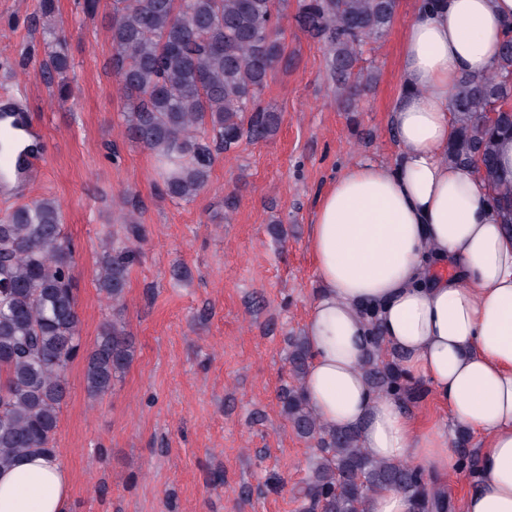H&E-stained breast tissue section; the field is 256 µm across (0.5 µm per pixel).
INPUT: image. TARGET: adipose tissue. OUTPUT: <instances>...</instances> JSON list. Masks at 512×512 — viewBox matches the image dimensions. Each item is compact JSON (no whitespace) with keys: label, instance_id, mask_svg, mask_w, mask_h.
I'll list each match as a JSON object with an SVG mask.
<instances>
[{"label":"adipose tissue","instance_id":"1","mask_svg":"<svg viewBox=\"0 0 512 512\" xmlns=\"http://www.w3.org/2000/svg\"><path fill=\"white\" fill-rule=\"evenodd\" d=\"M510 24L512 0L417 9L401 43L403 94L389 115L400 152L334 178L307 239L320 282L304 329L310 408L328 427H359L373 459L435 478L455 468L450 431L420 424L365 378L377 328L403 371L484 438L464 512H512V233L488 188L448 161L450 99L461 76L493 72ZM444 266L453 276L439 275ZM69 488L57 456L26 455L0 470V512H64Z\"/></svg>","mask_w":512,"mask_h":512}]
</instances>
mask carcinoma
Listing matches in <instances>:
<instances>
[{
    "mask_svg": "<svg viewBox=\"0 0 512 512\" xmlns=\"http://www.w3.org/2000/svg\"><path fill=\"white\" fill-rule=\"evenodd\" d=\"M281 0H112V71L128 101L126 137L149 150L163 169L166 193L194 198L207 184L212 151L199 136L209 132L218 151L243 137L266 139L279 116L261 105L269 71L284 58L277 26ZM397 0H299L297 25L329 49V70L339 97L351 103L372 77L354 71L360 48L382 38ZM68 58L49 45L41 77L70 95ZM451 109L457 130L448 161L472 172L484 165L503 223L512 226V180L499 175L502 140L512 138V29L502 42L498 67L483 78L462 76ZM496 117L488 119L487 113ZM131 246L104 248L98 259L99 290L122 302L141 225L128 218ZM58 203L41 198L0 219V469L30 453L56 452L55 435L67 394L66 371L81 353L72 270ZM373 354L364 365L372 388L405 393L398 352L372 332ZM296 384L281 395L295 432L316 443L310 474L299 491L303 512H364L375 491L393 488L415 499L419 512L444 508L421 472L401 462H380L359 446L356 427L329 428L309 407L303 390L309 352L305 337L290 339ZM391 359L381 362L385 351ZM134 346L118 319L106 323L85 355L86 392L100 397L132 362Z\"/></svg>",
    "mask_w": 512,
    "mask_h": 512,
    "instance_id": "obj_1",
    "label": "carcinoma"
}]
</instances>
